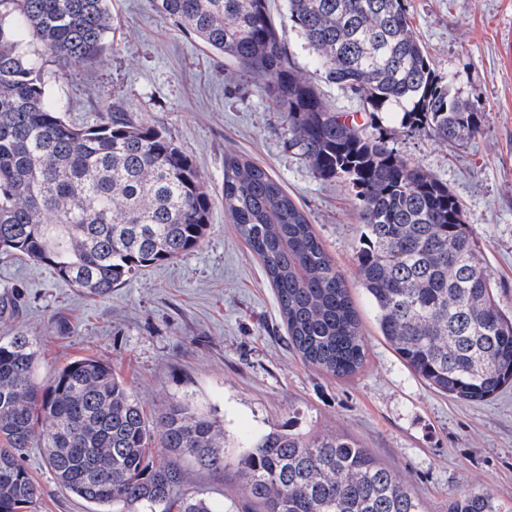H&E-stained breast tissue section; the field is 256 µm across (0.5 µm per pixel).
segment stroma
<instances>
[{
    "mask_svg": "<svg viewBox=\"0 0 512 512\" xmlns=\"http://www.w3.org/2000/svg\"><path fill=\"white\" fill-rule=\"evenodd\" d=\"M414 30L437 73L483 109L481 132L447 144L407 135L398 120L374 119L358 99L328 83L286 18V0L269 9L291 66L340 112H358L367 133L384 135L405 158L447 184L463 205L481 260L506 315H512V0H406ZM114 25L100 61L76 63L50 81L65 117L91 125L101 108L127 110L180 146L214 193L204 243L182 259L137 276L111 297L91 298L30 258L0 253V294L23 298L0 318V341L30 336L35 378L48 386L70 362L112 366L147 413L176 402L224 428L227 466H190L185 492L258 512L240 488L242 441L278 426L315 427L357 440L410 480L429 512L474 489L512 506V388L479 403L429 389L381 337L373 305L357 278L362 224L351 184L324 180L290 144L288 124L264 78L207 49L161 16L152 0H112ZM243 154L268 169L307 213L344 273L367 340L363 367L336 378L288 345L274 291L259 259L224 212V157ZM41 487L34 512H95L57 484L40 445L22 457Z\"/></svg>",
    "mask_w": 512,
    "mask_h": 512,
    "instance_id": "stroma-1",
    "label": "stroma"
}]
</instances>
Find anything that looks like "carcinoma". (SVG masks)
Returning a JSON list of instances; mask_svg holds the SVG:
<instances>
[{
    "label": "carcinoma",
    "instance_id": "1",
    "mask_svg": "<svg viewBox=\"0 0 512 512\" xmlns=\"http://www.w3.org/2000/svg\"><path fill=\"white\" fill-rule=\"evenodd\" d=\"M214 52L268 79L267 91L309 167L356 189L364 227L358 279L380 336L428 388L483 402L512 386V317L479 259L448 185L365 133L288 64L267 0H154ZM288 21L325 79L362 111L399 115L410 135L450 143L480 132L479 105L439 76L405 0H287ZM110 0H0V251L50 265L83 293L112 289L195 250L213 194L167 135L106 108L93 125L64 119L48 94L72 64L96 62ZM224 211L264 266L304 363L335 377L364 364L366 338L345 277L305 212L268 170L224 157ZM22 334L0 342V512H28L41 489L20 459L40 442L64 490L107 512H220L179 494L191 461L224 471V430L176 403L146 415L112 367L71 362L45 389ZM245 498L261 512H429L407 480L334 431L272 427L239 459ZM446 512H512L489 493Z\"/></svg>",
    "mask_w": 512,
    "mask_h": 512
}]
</instances>
